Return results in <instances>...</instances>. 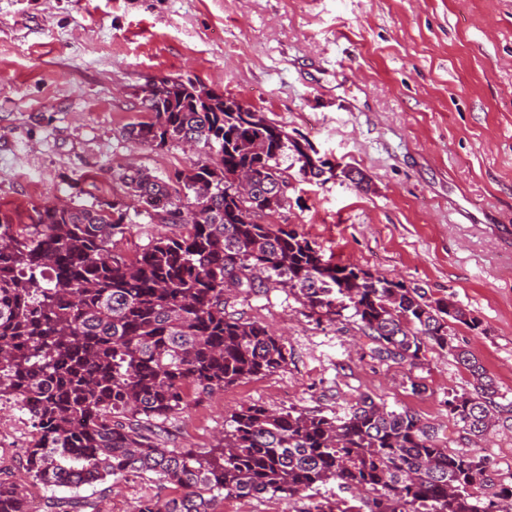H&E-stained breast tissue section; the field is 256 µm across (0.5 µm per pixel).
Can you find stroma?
<instances>
[{
  "label": "stroma",
  "mask_w": 512,
  "mask_h": 512,
  "mask_svg": "<svg viewBox=\"0 0 512 512\" xmlns=\"http://www.w3.org/2000/svg\"><path fill=\"white\" fill-rule=\"evenodd\" d=\"M196 78L247 102L332 164L365 173L306 181L289 168L276 215L326 256L452 296L481 320L456 341L512 399V0H0V212L95 207L121 193L126 166L157 175L194 151L156 149L126 133L163 76ZM283 336L288 365L192 403L165 422L172 448L209 451L240 407L343 413L359 394L408 408L448 448L486 456L495 483L512 481V429L465 439L449 395L468 388L454 358L418 365L373 359L356 323L316 322L267 288L238 301ZM426 385L417 396L412 382ZM26 415L0 407V479L18 474ZM171 486L122 478L111 512H134ZM309 497L228 496L218 512H307Z\"/></svg>",
  "instance_id": "stroma-1"
}]
</instances>
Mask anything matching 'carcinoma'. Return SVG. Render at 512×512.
<instances>
[{
    "instance_id": "carcinoma-1",
    "label": "carcinoma",
    "mask_w": 512,
    "mask_h": 512,
    "mask_svg": "<svg viewBox=\"0 0 512 512\" xmlns=\"http://www.w3.org/2000/svg\"><path fill=\"white\" fill-rule=\"evenodd\" d=\"M143 145L190 144L204 157L161 177L125 169L136 216L183 231L151 240L127 259L112 237L133 223L115 197L96 208L33 207L30 223L0 217V404L36 431L26 450L34 481L68 497L45 512L84 506L81 489L150 473L177 490L141 498L136 512H217L226 496L290 499L333 482L349 493L307 512H502L512 483L492 496L488 458L451 451L438 429L407 408L369 395L343 414L242 407L207 453L168 448L151 428L203 396L288 366L283 339L234 310L232 291L272 283L316 321L353 320L380 360L415 366L428 349L450 354L469 389L448 416L473 439L512 426V401L483 364L454 343L453 325L482 323L451 298L325 258L290 224L267 217L288 206V168L304 171L298 142L261 112L222 93L201 97L192 79L166 78L143 99ZM0 512H36L23 481L0 480Z\"/></svg>"
}]
</instances>
